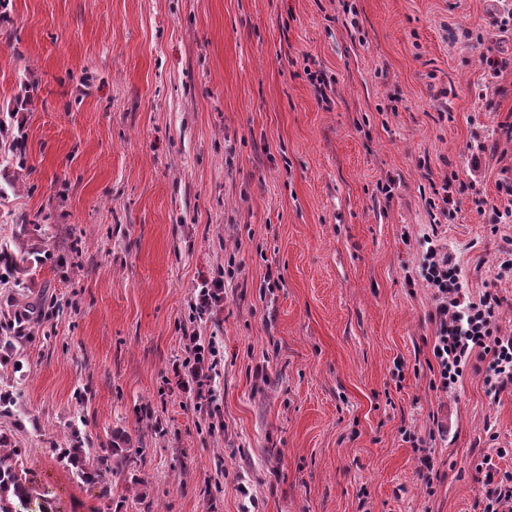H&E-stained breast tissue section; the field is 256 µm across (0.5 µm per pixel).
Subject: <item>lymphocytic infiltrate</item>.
I'll list each match as a JSON object with an SVG mask.
<instances>
[{"mask_svg": "<svg viewBox=\"0 0 512 512\" xmlns=\"http://www.w3.org/2000/svg\"><path fill=\"white\" fill-rule=\"evenodd\" d=\"M419 276L430 288L435 325L430 386L448 393L467 371L482 374L490 399L512 391V334L498 324L502 299L492 290L471 297L452 255L426 239Z\"/></svg>", "mask_w": 512, "mask_h": 512, "instance_id": "obj_1", "label": "lymphocytic infiltrate"}]
</instances>
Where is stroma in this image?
<instances>
[{"label":"stroma","instance_id":"35a3bbf8","mask_svg":"<svg viewBox=\"0 0 512 512\" xmlns=\"http://www.w3.org/2000/svg\"><path fill=\"white\" fill-rule=\"evenodd\" d=\"M351 12H344V5ZM512 0H11L0 109L26 155L0 243L36 217L0 285L42 304L0 433L55 512H482L476 460L512 472V392L430 386L432 234L512 333ZM313 72L331 82L322 102ZM456 176L453 217L428 202ZM390 185L391 195L380 192ZM484 208H477V201ZM218 301L192 311L198 286ZM217 343L207 401L176 372ZM440 480L425 486L427 435ZM130 438L95 497L55 457L72 430Z\"/></svg>","mask_w":512,"mask_h":512}]
</instances>
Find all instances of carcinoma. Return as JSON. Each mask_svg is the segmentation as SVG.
I'll return each mask as SVG.
<instances>
[{
  "mask_svg": "<svg viewBox=\"0 0 512 512\" xmlns=\"http://www.w3.org/2000/svg\"><path fill=\"white\" fill-rule=\"evenodd\" d=\"M24 95L18 97L8 117H0V170L8 172L24 165L25 140L20 133H14L15 118L30 103V85L22 84ZM24 259L22 253H14L0 246V265L5 274H0V282L6 281L10 274ZM53 452L60 462L70 468L82 484L90 490H99L98 497L106 498L111 493L108 474L124 469L134 462L124 448L114 445L108 448H93L86 444L80 431L71 432V444L67 448H55ZM19 452L0 451V512H29L33 500L40 493L28 478L26 471L19 468L16 457Z\"/></svg>",
  "mask_w": 512,
  "mask_h": 512,
  "instance_id": "cac0c4a2",
  "label": "carcinoma"
}]
</instances>
